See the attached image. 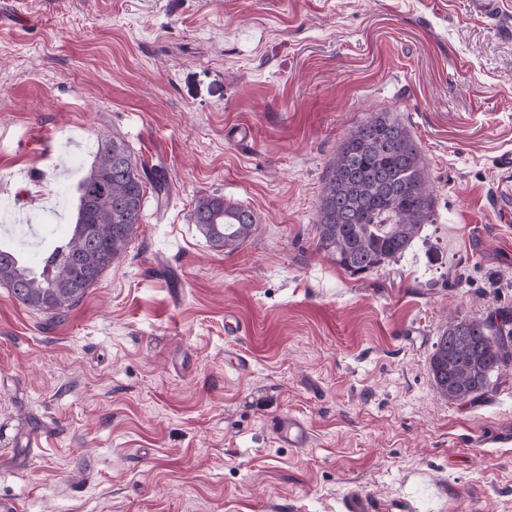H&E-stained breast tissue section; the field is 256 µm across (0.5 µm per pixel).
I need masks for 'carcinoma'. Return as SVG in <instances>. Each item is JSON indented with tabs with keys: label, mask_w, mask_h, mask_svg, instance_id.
Returning a JSON list of instances; mask_svg holds the SVG:
<instances>
[{
	"label": "carcinoma",
	"mask_w": 512,
	"mask_h": 512,
	"mask_svg": "<svg viewBox=\"0 0 512 512\" xmlns=\"http://www.w3.org/2000/svg\"><path fill=\"white\" fill-rule=\"evenodd\" d=\"M124 140L98 142L77 184L75 224L46 251L41 270L0 253V284L22 305L56 318L77 305L135 238L149 187L159 173ZM191 220L216 249L234 251L255 231L253 212L220 196L197 200ZM435 223L434 189L420 148L391 112H375L343 139L323 180L315 247L351 276L396 262L426 224ZM512 364V312L454 317L438 337L429 367L439 392L466 401L493 372Z\"/></svg>",
	"instance_id": "1"
}]
</instances>
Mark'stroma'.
Returning <instances> with one entry per match:
<instances>
[{"mask_svg": "<svg viewBox=\"0 0 512 512\" xmlns=\"http://www.w3.org/2000/svg\"><path fill=\"white\" fill-rule=\"evenodd\" d=\"M394 113L436 221L359 277L316 251L344 137ZM247 126L248 142L227 137ZM166 179L64 318L0 285V497L23 512H512V365L473 402L429 359L512 311V0H0V239L66 234L103 134ZM251 209L213 249L200 197ZM296 416L306 448L269 423ZM52 428L46 447L27 438Z\"/></svg>", "mask_w": 512, "mask_h": 512, "instance_id": "obj_1", "label": "stroma"}]
</instances>
